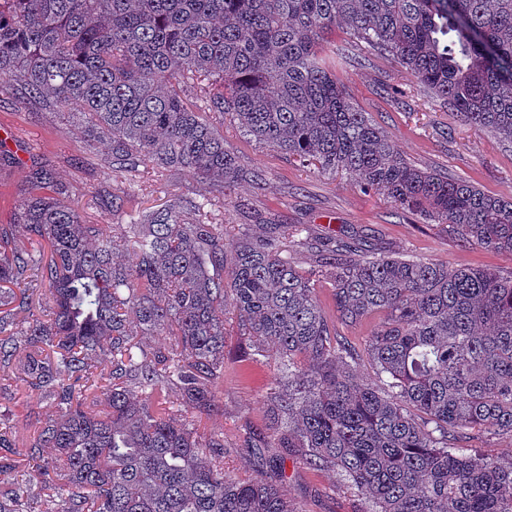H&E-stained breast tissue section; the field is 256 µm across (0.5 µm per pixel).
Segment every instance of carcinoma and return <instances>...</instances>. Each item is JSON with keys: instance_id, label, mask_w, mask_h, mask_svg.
<instances>
[{"instance_id": "1", "label": "carcinoma", "mask_w": 512, "mask_h": 512, "mask_svg": "<svg viewBox=\"0 0 512 512\" xmlns=\"http://www.w3.org/2000/svg\"><path fill=\"white\" fill-rule=\"evenodd\" d=\"M397 60L468 125L512 142V0H0V87L71 111L119 224H88L42 162L18 223L0 224V386L54 414L23 436L0 411V512H303L284 454L339 473L364 512H512V462L456 445L512 432V274L454 268L312 236L237 225L226 198L249 176L224 122L299 166L361 177L402 211L512 253V200L422 169L336 78L329 34ZM209 185L126 209L172 174ZM320 257L305 268L296 248ZM336 319L377 318L365 351L387 387L354 374ZM155 336L168 337L152 346ZM236 338L241 355L227 349ZM271 360L256 475L224 462L216 390L230 361Z\"/></svg>"}]
</instances>
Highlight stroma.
<instances>
[{
  "label": "stroma",
  "mask_w": 512,
  "mask_h": 512,
  "mask_svg": "<svg viewBox=\"0 0 512 512\" xmlns=\"http://www.w3.org/2000/svg\"><path fill=\"white\" fill-rule=\"evenodd\" d=\"M344 90L360 111L391 137L398 152L421 168L448 174L477 185L486 194L512 198V143L466 124L456 110L431 99L396 61L361 51L337 65ZM9 131L7 147L16 158L0 165V224L16 221L15 207L31 190L28 168L38 160L54 166L82 217L96 224L111 223L102 186L121 177L99 168L86 152L72 119L23 95L0 94V130ZM224 144L244 168L261 170L263 186L239 182L224 210L228 224H304L311 234L357 237L372 249L386 250L451 267L483 266L512 271V254L489 252L449 234L443 224L404 213L392 203L365 192L346 174L324 175L255 145L232 126L224 128ZM278 371L275 364L237 363L224 369V386L217 392L221 415L206 420V429L223 433L229 446L227 462L242 474L254 468L239 439L246 429L261 428L264 394ZM289 495L304 512H362L363 505L343 486L337 472L287 459Z\"/></svg>",
  "instance_id": "obj_1"
}]
</instances>
